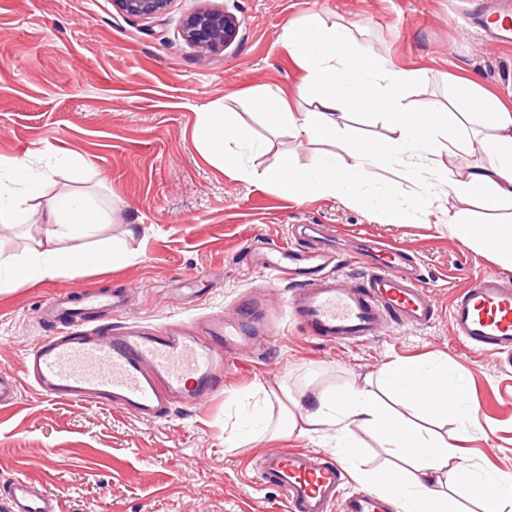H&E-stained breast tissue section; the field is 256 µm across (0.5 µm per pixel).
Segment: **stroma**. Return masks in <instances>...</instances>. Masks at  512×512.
<instances>
[{
    "label": "stroma",
    "mask_w": 512,
    "mask_h": 512,
    "mask_svg": "<svg viewBox=\"0 0 512 512\" xmlns=\"http://www.w3.org/2000/svg\"><path fill=\"white\" fill-rule=\"evenodd\" d=\"M480 0H171L163 17H127L113 0H0V155L45 162L65 155L84 166L74 178L60 166L36 205L76 194L112 219L103 230L118 254L97 271L63 274L0 288V373L22 376L26 356L55 327L45 302L79 301L89 286L125 293L121 310L100 311L91 326L205 335L214 320L240 318L239 300L266 295L271 310L292 288L271 283L262 246L284 245L293 224H323L351 249L364 240L406 250L421 268L439 309L475 274L512 279L447 225L414 216L387 223L386 205H404L421 182L400 167L376 170L359 185L364 204L334 192L292 199L275 184L232 178L202 157L193 138L202 108L225 104L267 147L252 156L275 169L281 155L316 166L323 147L268 126L252 96L288 88L300 71L279 43L288 22L307 13L351 28L359 46L395 63L430 70L421 97L443 99L448 75L512 92V43L488 37L473 19ZM236 15L235 41L201 62L183 37L186 17L203 5ZM276 337L255 339L224 369V386L192 410L143 420L112 402L54 400L28 387L0 409V497L21 476L59 496L64 512H282L262 485L258 458L278 448L329 459L334 449L307 439L259 440L224 448V425L258 385L278 389L311 380L319 389L362 384L397 358L447 366L472 409L463 454L484 473L512 480V369L478 355L453 336L447 317L413 329L393 323L356 345L307 335L282 319Z\"/></svg>",
    "instance_id": "35a3bbf8"
}]
</instances>
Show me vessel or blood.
Listing matches in <instances>:
<instances>
[{"mask_svg": "<svg viewBox=\"0 0 512 512\" xmlns=\"http://www.w3.org/2000/svg\"><path fill=\"white\" fill-rule=\"evenodd\" d=\"M298 230L316 245L307 256L308 272L289 274L284 247L268 253L265 269L269 277L295 284L286 315L312 336L350 345L377 336L394 320L418 329L436 320L431 291L404 249L381 248L374 262L364 263L358 288L347 289L330 257L317 248L324 238L322 225L302 224ZM113 305L111 296L95 288L84 292L77 309L58 300L56 311L65 325L29 353L23 377L0 374V406L15 404L26 385L54 399L111 401L143 418H167L177 404L199 406L217 392L227 348L249 341L261 308L258 299L242 301V324L217 323L209 336L179 335L165 327L89 333L86 316ZM448 322L472 352L512 355V280L494 273L473 277L452 299ZM258 471L262 482L282 495L287 512L399 510L396 501L369 493L344 496L340 465L306 451L268 452L260 458ZM5 509L62 512V502L18 478L10 485Z\"/></svg>", "mask_w": 512, "mask_h": 512, "instance_id": "vessel-or-blood-1", "label": "vessel or blood"}]
</instances>
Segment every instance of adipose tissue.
Masks as SVG:
<instances>
[{"label":"adipose tissue","instance_id":"obj_1","mask_svg":"<svg viewBox=\"0 0 512 512\" xmlns=\"http://www.w3.org/2000/svg\"><path fill=\"white\" fill-rule=\"evenodd\" d=\"M303 76L290 93L266 88L256 95L267 121L287 128L299 142L343 143L351 162L327 164L310 171L280 159L276 173L257 169L245 154L252 142L234 113L208 109L199 114L197 142L203 157L225 168L235 179L276 181L291 198L333 191L350 203H361L356 184L369 181L384 163L401 166L421 178L423 192L408 207H392L390 224L407 223L415 212L447 225L456 239L489 250L512 266V100H506L463 75L448 78L450 95L440 104L418 96L428 79L421 68L395 64L388 57L362 51L350 28L310 14L289 23L280 36ZM380 115L391 132L378 152L364 151L347 139L344 121L354 107ZM468 133L483 136L484 160L468 172L454 171L449 162ZM18 173V180L0 179V228L30 218L48 179L46 168L17 158L0 157V170ZM453 199L444 207L443 198ZM108 217L82 200L64 195L47 215L39 235L30 237L22 257L0 253V272L37 283L65 270L89 268L80 249L64 242L98 237ZM264 401H275L277 413L264 432L274 436L314 439L330 437L350 476L395 498L403 512H464L450 485L466 470L461 440L412 424L406 411L422 415L457 413L462 389H448L446 375H425L412 357L388 363L363 385L339 392L317 390L312 401L283 387L263 390ZM361 430L389 448L398 467L368 472L356 467L359 448L354 430Z\"/></svg>","mask_w":512,"mask_h":512}]
</instances>
